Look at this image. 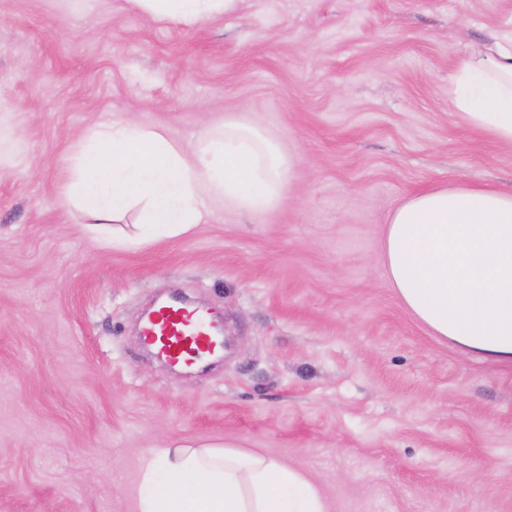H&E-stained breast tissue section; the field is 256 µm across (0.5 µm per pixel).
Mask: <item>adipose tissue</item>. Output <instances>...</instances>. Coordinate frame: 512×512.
<instances>
[{
  "label": "adipose tissue",
  "instance_id": "1",
  "mask_svg": "<svg viewBox=\"0 0 512 512\" xmlns=\"http://www.w3.org/2000/svg\"><path fill=\"white\" fill-rule=\"evenodd\" d=\"M160 21L192 25L233 0H132ZM470 128L512 145V32L475 49L448 88ZM296 167L266 133L234 119L187 150L158 127L116 115L93 130L76 158L66 200L96 224L138 208L142 224L188 232L216 203L247 214L275 208ZM386 281L432 335L480 359L512 364V191L476 185L412 195L389 215ZM138 512H326L295 467L233 448L171 444L141 462Z\"/></svg>",
  "mask_w": 512,
  "mask_h": 512
}]
</instances>
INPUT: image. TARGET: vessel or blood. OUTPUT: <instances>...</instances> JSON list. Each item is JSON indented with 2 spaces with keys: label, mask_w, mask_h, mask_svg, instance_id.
I'll use <instances>...</instances> for the list:
<instances>
[{
  "label": "vessel or blood",
  "mask_w": 512,
  "mask_h": 512,
  "mask_svg": "<svg viewBox=\"0 0 512 512\" xmlns=\"http://www.w3.org/2000/svg\"><path fill=\"white\" fill-rule=\"evenodd\" d=\"M142 335L146 343L173 365H192L209 350L211 332L204 319L178 306L160 308L147 320Z\"/></svg>",
  "instance_id": "1"
}]
</instances>
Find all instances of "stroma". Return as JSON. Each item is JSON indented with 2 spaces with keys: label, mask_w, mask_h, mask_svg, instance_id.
Returning a JSON list of instances; mask_svg holds the SVG:
<instances>
[{
  "label": "stroma",
  "mask_w": 512,
  "mask_h": 512,
  "mask_svg": "<svg viewBox=\"0 0 512 512\" xmlns=\"http://www.w3.org/2000/svg\"><path fill=\"white\" fill-rule=\"evenodd\" d=\"M512 0H237L186 26L126 0H0V512H136L165 443H236L328 512H512V365L430 335L386 282L383 230L439 186L512 189V146L448 87ZM126 115L187 149L225 119L297 159L274 209L135 244L62 196ZM181 292L225 323L203 371L138 335Z\"/></svg>",
  "instance_id": "obj_1"
}]
</instances>
